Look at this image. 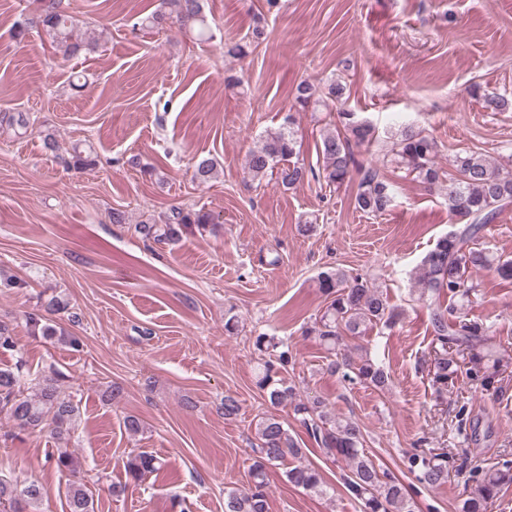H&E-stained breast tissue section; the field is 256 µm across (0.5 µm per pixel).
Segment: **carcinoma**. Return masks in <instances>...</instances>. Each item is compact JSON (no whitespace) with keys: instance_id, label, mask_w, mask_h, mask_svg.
<instances>
[{"instance_id":"carcinoma-1","label":"carcinoma","mask_w":512,"mask_h":512,"mask_svg":"<svg viewBox=\"0 0 512 512\" xmlns=\"http://www.w3.org/2000/svg\"><path fill=\"white\" fill-rule=\"evenodd\" d=\"M36 23L51 38L58 54L73 58L93 47L95 32L85 37L74 34L75 20L63 7V0H38ZM167 20L183 27H198V36L209 38L203 0H161V9L137 22L144 30L153 29ZM344 87L332 83L324 95L309 83H300L294 93V106L300 111L315 110L342 101ZM484 108L503 112L512 108V101L494 92L481 95ZM375 126L359 113L340 108L336 124L324 129L320 137L322 176L329 186L341 187L359 175L355 208L366 213L384 214L392 205L395 184L380 174L389 164L414 176L429 189L438 190L448 205L452 229L439 237L434 247L422 258L415 276L419 300L430 311L432 340V376L435 393L442 398L448 386L455 383L460 365L448 357V350L470 354L465 376L469 384L485 392L495 389L496 371L489 363L495 359L496 343L493 326L467 317L464 305L477 292L478 284L469 278L471 269H487L503 281H512V259L503 260L487 249L477 247L490 224L500 213L512 207V169L496 164L483 154L469 151L458 154L452 161V172H445L437 158V141L425 130L412 125L390 134L384 140L383 157L378 164L365 165L358 159L361 150H369L379 142ZM296 154L294 117L288 115L275 131L267 133L261 145L247 159L248 175L257 181L276 176L286 188L300 184L313 170L289 159ZM217 162L210 157L197 161L194 178L207 182L216 177ZM213 219L202 211L171 210L163 224L142 223L135 231L144 239L158 244H172L180 238L186 224H211ZM319 287L327 306L307 334H314L333 356L329 367L340 382L364 385L379 391L389 388L390 380L383 365L362 346L350 345L349 339L365 335L374 326L390 329L399 323L403 311L391 306L380 286L361 275H352L336 267L320 272ZM43 316L31 314L27 324L31 333L60 341L77 343L47 323ZM259 351L268 353L260 363L256 385L274 409L293 404L294 415L305 426L323 453L335 462L345 464L344 484L348 492L363 503L365 512H415V502L409 489L399 479L382 471L363 448L364 435L358 422L331 412L325 401L313 397L297 399L295 386L282 377L288 366V351L279 343L261 334L255 339ZM23 363L15 369H0V413L5 414L13 427L33 433L48 427L58 439L70 434L79 417V406L63 390L65 375L56 371L36 378L37 395L30 397L21 388ZM257 444L249 469L250 482L241 490L230 491L224 498V512H268L267 481L271 468L290 457L302 454L303 449L290 434L285 422L273 413L256 424ZM163 466L155 455L140 451L128 456L125 471L128 481L138 483ZM410 469L415 480L424 486L439 487L448 483L446 453H414ZM287 481L306 490L324 493V478L311 465H300L285 471ZM475 483L467 497L456 506L457 512H488V504L502 488L512 484V461L504 460L489 469L477 464L468 471L465 483ZM42 498L40 486L31 481L13 484L0 479V507L4 512H38ZM69 512H94L93 496L85 484L74 481L67 487Z\"/></svg>"}]
</instances>
